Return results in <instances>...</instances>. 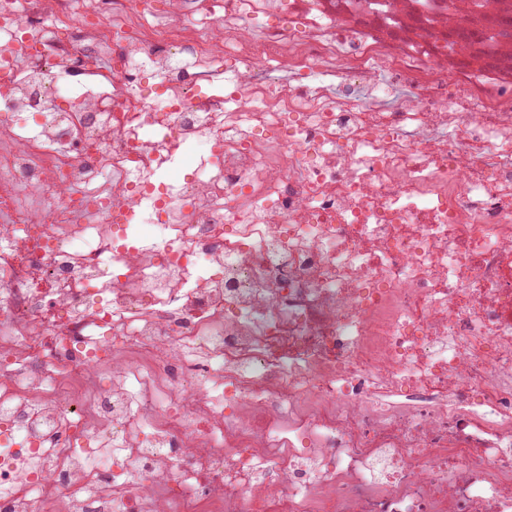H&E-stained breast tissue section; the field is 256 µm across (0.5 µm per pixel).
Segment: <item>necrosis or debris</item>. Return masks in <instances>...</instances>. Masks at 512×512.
<instances>
[{
  "label": "necrosis or debris",
  "instance_id": "4bbe7bcc",
  "mask_svg": "<svg viewBox=\"0 0 512 512\" xmlns=\"http://www.w3.org/2000/svg\"><path fill=\"white\" fill-rule=\"evenodd\" d=\"M501 11L0 0V512H512Z\"/></svg>",
  "mask_w": 512,
  "mask_h": 512
}]
</instances>
